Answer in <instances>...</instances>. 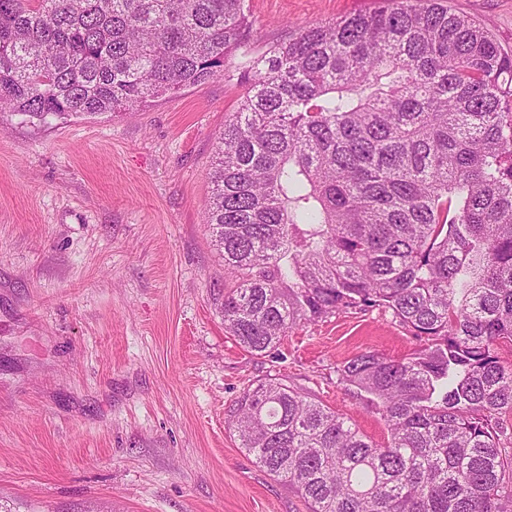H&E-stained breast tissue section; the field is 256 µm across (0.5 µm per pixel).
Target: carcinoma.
Wrapping results in <instances>:
<instances>
[{"mask_svg":"<svg viewBox=\"0 0 512 512\" xmlns=\"http://www.w3.org/2000/svg\"><path fill=\"white\" fill-rule=\"evenodd\" d=\"M252 45L245 0H0V111L95 116L236 79L206 210L235 279L225 331L266 356L377 306L421 341L337 367L386 445L270 380L231 411L240 447L311 512H512V52L441 0Z\"/></svg>","mask_w":512,"mask_h":512,"instance_id":"obj_1","label":"carcinoma"}]
</instances>
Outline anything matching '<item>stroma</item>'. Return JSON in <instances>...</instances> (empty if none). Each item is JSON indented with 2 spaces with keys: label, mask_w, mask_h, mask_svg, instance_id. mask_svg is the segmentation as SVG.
Wrapping results in <instances>:
<instances>
[{
  "label": "stroma",
  "mask_w": 512,
  "mask_h": 512,
  "mask_svg": "<svg viewBox=\"0 0 512 512\" xmlns=\"http://www.w3.org/2000/svg\"><path fill=\"white\" fill-rule=\"evenodd\" d=\"M248 5L259 54L383 0ZM448 5L512 50V0ZM241 94L219 77L91 118L0 113V512H309L227 424L271 378L386 443L337 368L418 348L390 311L305 324L266 357L224 330L232 279L205 211Z\"/></svg>",
  "instance_id": "obj_1"
}]
</instances>
